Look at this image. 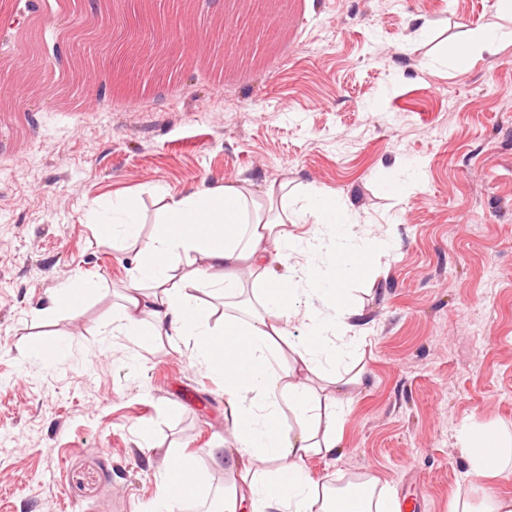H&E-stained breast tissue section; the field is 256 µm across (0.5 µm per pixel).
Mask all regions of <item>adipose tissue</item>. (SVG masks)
I'll return each instance as SVG.
<instances>
[{
  "instance_id": "obj_1",
  "label": "adipose tissue",
  "mask_w": 512,
  "mask_h": 512,
  "mask_svg": "<svg viewBox=\"0 0 512 512\" xmlns=\"http://www.w3.org/2000/svg\"><path fill=\"white\" fill-rule=\"evenodd\" d=\"M512 44V0H496L494 20L476 26L457 65L472 67L488 46ZM286 184L251 181L167 194L160 221L143 237L134 200L119 201L98 241L135 252V266L114 331L125 336L192 338L194 360L224 385L232 429L230 469L239 482L212 512H394L383 490L329 488L306 467L311 455L334 451L342 402L322 403L314 379L334 372L354 344L348 284L373 270L391 243L349 224L339 193L308 190L300 217L305 235L288 228ZM304 264H297V257ZM224 298V323L202 290ZM304 334L292 338L290 319ZM468 469L479 481L512 476V441L485 429L465 435ZM179 469V486L162 479L148 512H178L206 476L196 457L164 458Z\"/></svg>"
}]
</instances>
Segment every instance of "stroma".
<instances>
[{
	"label": "stroma",
	"instance_id": "obj_1",
	"mask_svg": "<svg viewBox=\"0 0 512 512\" xmlns=\"http://www.w3.org/2000/svg\"><path fill=\"white\" fill-rule=\"evenodd\" d=\"M107 7L138 14L149 51L176 40L175 78L127 79L93 48L62 102L38 72L64 23L11 0L0 24V512H146L180 451L209 473L181 512L232 485L204 454L227 433L223 385L184 343L113 335L134 253L101 245L89 208L136 197L148 234L161 191L242 179L337 191L358 231L395 241L354 293L342 437L309 471L420 512L481 497L463 433L512 430V46L464 73L454 56L495 0H194L175 37L158 5ZM77 272L110 296L47 314ZM54 343L53 363L35 358Z\"/></svg>",
	"mask_w": 512,
	"mask_h": 512
}]
</instances>
